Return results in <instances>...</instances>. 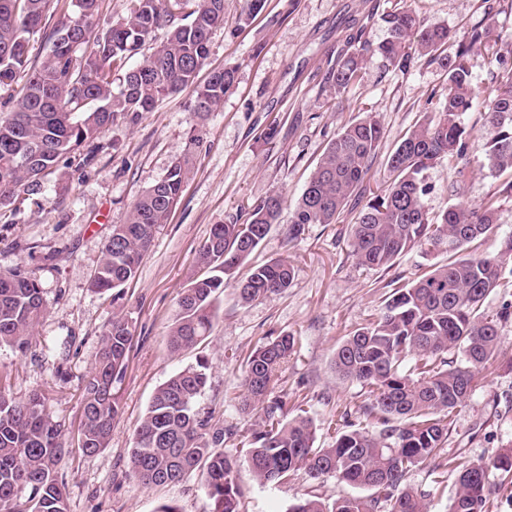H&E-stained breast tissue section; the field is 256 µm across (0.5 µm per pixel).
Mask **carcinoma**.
Masks as SVG:
<instances>
[{
	"mask_svg": "<svg viewBox=\"0 0 512 512\" xmlns=\"http://www.w3.org/2000/svg\"><path fill=\"white\" fill-rule=\"evenodd\" d=\"M50 0H0V84L22 68L30 75L10 115L0 118V210L18 203L40 205L43 178L55 173L67 189L66 162L85 148L84 162L96 157L97 140L117 120L136 124L167 96L186 88L195 94L201 117L224 102L236 83V70L197 77L209 56L212 31L224 24V0H129V15L107 29L96 18L105 0H67L61 20L49 36L51 47L39 64L28 65V46L41 31ZM266 0H243L239 20L246 25ZM387 37L373 45L366 26L352 23L346 51L329 73L336 95L358 78L365 58L380 55L405 70L414 56L438 64L447 74L437 110L390 153L387 180L351 225V253L358 264L387 270L404 252L445 253V263L400 284L388 283L383 312L351 332L334 356L344 381L368 388L364 406L371 429L342 432L328 448L315 446L316 428L303 415L288 418L286 401L274 395V382L288 362L295 338L269 339L247 357L244 409L259 413L249 447L224 451L233 432L212 423L199 402L208 384V360L200 356L171 375L154 392L136 429L129 472L144 486L178 483L197 475L211 512H241L238 473L247 466L262 486H281L297 472L311 479L334 477L363 495L331 504L315 496L301 498L286 512H428L423 497L404 485L410 468L429 463L441 474L453 412L470 395L476 372L497 353L498 324L481 311L500 286L512 287V234L497 257L476 253L478 243L497 228L501 201L512 198V66L495 75L496 94L488 100L493 130L484 166L505 176L479 206L453 205L430 216L424 205V172L441 159L462 158L468 131L462 116L472 107L473 76L467 57L486 48L490 18L473 25L466 41L452 48L445 26H427L409 7L383 15ZM157 31L162 41L139 66L126 64ZM382 138L372 112L344 125L323 153L297 199L289 225L296 238L310 224H337L349 199L363 183ZM193 167V155L176 159L164 178L132 205L124 221L112 225L101 262L91 282L98 293L119 291L135 279L161 225L178 204ZM281 195L258 201L243 221L213 226L198 250L197 264L207 275L185 289L167 336L173 353L191 351L213 327L214 303L231 286L246 305L284 293L293 279L285 259L251 267L234 280L242 265L280 223ZM42 289L22 266L0 271V345L28 351L30 336L44 315ZM133 340L127 315L118 311L102 332L94 366L82 392L81 448L91 457L108 446L120 414L115 385L127 368ZM456 351L459 359L448 360ZM413 368H401L407 357ZM66 454L61 424L49 397L34 391L16 398L0 390V512H67V494L59 476ZM512 473V445L486 463L464 465L448 512H487L498 475Z\"/></svg>",
	"mask_w": 512,
	"mask_h": 512,
	"instance_id": "obj_1",
	"label": "carcinoma"
}]
</instances>
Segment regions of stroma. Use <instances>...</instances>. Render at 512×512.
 Masks as SVG:
<instances>
[{
    "label": "stroma",
    "instance_id": "1",
    "mask_svg": "<svg viewBox=\"0 0 512 512\" xmlns=\"http://www.w3.org/2000/svg\"><path fill=\"white\" fill-rule=\"evenodd\" d=\"M400 6L413 9L425 24L447 25L456 43L484 15L493 18L486 50L468 59L475 84L473 106L463 117L470 172L461 180L447 161L435 163L426 173L430 190L424 198L433 216L459 203L479 205L500 182L482 166L491 133L484 106L500 62L512 63V0H266L243 29L237 26L241 0H225L224 25L213 32L207 65L199 73L204 80L212 70L236 69V86L220 108L198 117L188 88L163 99L137 124L115 121L100 138L91 164L71 158L67 192L56 193L54 176H47L41 207L22 206L12 223H0V269L31 270L45 302L27 354L0 346V388L17 397L48 390L67 448L60 473L68 512H158L165 504L178 512H210L198 477L147 488L127 467L135 431L156 388L194 360L190 353H172L166 336L184 289L202 273L196 251L213 225L270 193H280L286 208H293L342 125L366 111L379 116L383 138L362 200H350L348 207L359 211L363 199L379 193L387 156L420 122L426 102L444 91L446 74L422 59L400 71L373 55L342 95H335L326 77L344 47L349 21L367 23L370 40L378 43L387 36L381 13ZM272 125L277 132L270 138L266 132ZM188 152L194 167L182 197L136 279L118 300L94 292L91 280L113 225ZM288 227L285 220L274 225L252 256L256 262L288 260L294 269L288 290L244 305L228 287L215 303L214 326L201 344L211 367L200 406L225 428L246 436L258 419L242 409V362L263 342L288 334L295 338V351L275 392L286 395L289 415L303 412L312 419L316 444L326 448L340 432L365 424L366 391L337 375V347L346 334L380 315L388 281H411L436 259L412 250L389 270L368 269L351 254L349 223L311 224L296 239ZM118 308L128 313L134 336L117 386L121 413L107 448L88 457L77 443L81 388ZM498 328L499 360L476 374L472 392L454 414L442 483H435L427 464L405 477L406 486L424 495L430 512H446L460 464L491 461L512 443V370L502 363L512 356V320ZM238 482L243 512H286L307 495L330 504L353 493L336 479L317 482L303 472L269 488L244 468Z\"/></svg>",
    "mask_w": 512,
    "mask_h": 512
}]
</instances>
